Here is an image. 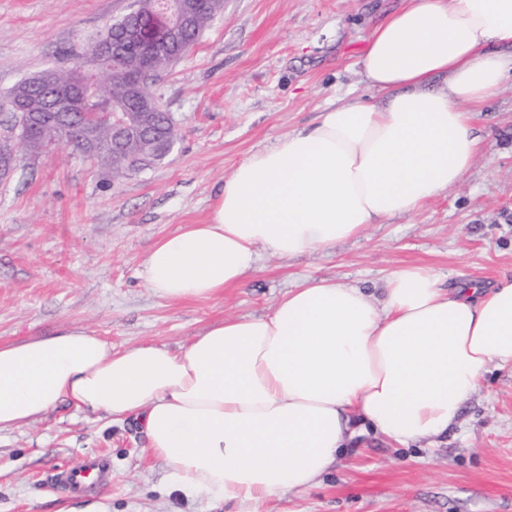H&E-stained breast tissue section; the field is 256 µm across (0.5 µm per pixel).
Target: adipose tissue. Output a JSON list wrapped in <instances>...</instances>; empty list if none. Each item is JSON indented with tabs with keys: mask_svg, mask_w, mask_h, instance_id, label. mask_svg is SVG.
<instances>
[{
	"mask_svg": "<svg viewBox=\"0 0 512 512\" xmlns=\"http://www.w3.org/2000/svg\"><path fill=\"white\" fill-rule=\"evenodd\" d=\"M360 65L378 99L326 109L244 159L209 223L148 253L155 296L216 298L261 255L334 248L460 182L480 149L476 110L512 74V0H404ZM493 366L512 369V278L446 288L408 265L379 304L310 278L270 314L217 321L177 351H116L82 327L0 344V432L63 403L131 419L178 489L258 512L368 433L399 444L448 433Z\"/></svg>",
	"mask_w": 512,
	"mask_h": 512,
	"instance_id": "adipose-tissue-1",
	"label": "adipose tissue"
}]
</instances>
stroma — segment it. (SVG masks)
Returning <instances> with one entry per match:
<instances>
[{
    "instance_id": "35a3bbf8",
    "label": "stroma",
    "mask_w": 512,
    "mask_h": 512,
    "mask_svg": "<svg viewBox=\"0 0 512 512\" xmlns=\"http://www.w3.org/2000/svg\"><path fill=\"white\" fill-rule=\"evenodd\" d=\"M134 0H0V95L20 79L86 58ZM403 0H224L190 56L152 90L176 121L172 152L113 177L60 146L21 150L0 178V343L80 326L116 350L178 349L214 322L268 314L308 278L363 288L381 302L389 274L431 267L444 281L512 277V79L482 107L469 171L421 208L371 225L327 252L259 271L223 296L166 301L144 278L152 246L209 222L224 180L252 152L311 125L320 111L377 97L358 61ZM108 458L101 489L68 495L49 475ZM0 512H228L176 488L137 424L74 409L0 432ZM259 512H512V370L491 369L447 437L407 446L364 437L317 482Z\"/></svg>"
}]
</instances>
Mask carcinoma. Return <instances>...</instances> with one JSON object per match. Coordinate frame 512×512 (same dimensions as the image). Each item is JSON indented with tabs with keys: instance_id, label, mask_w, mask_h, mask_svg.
<instances>
[{
	"instance_id": "cac0c4a2",
	"label": "carcinoma",
	"mask_w": 512,
	"mask_h": 512,
	"mask_svg": "<svg viewBox=\"0 0 512 512\" xmlns=\"http://www.w3.org/2000/svg\"><path fill=\"white\" fill-rule=\"evenodd\" d=\"M224 8V0H206L202 9L196 16L194 34L199 37L214 17ZM69 91L68 73L65 69L45 70L39 74V81L28 84L25 80L18 81L7 94L0 97V111L11 115L14 123L23 124L26 113L37 112L49 108L48 95H59ZM96 97L100 100L117 105L129 106L128 88L124 78L118 75H106L101 78L96 87ZM149 126L159 135L165 133L176 137V132L167 129V114L160 107L148 113ZM95 125L98 127L97 142L92 147H85L77 138H65L62 133L53 127H46L31 144L30 150L35 151L49 145L73 146L89 158L97 161L112 172L114 177L126 175L125 158L129 154L143 153L150 149L144 141H135L128 150L115 152L112 150V121L102 116L97 117Z\"/></svg>"
}]
</instances>
